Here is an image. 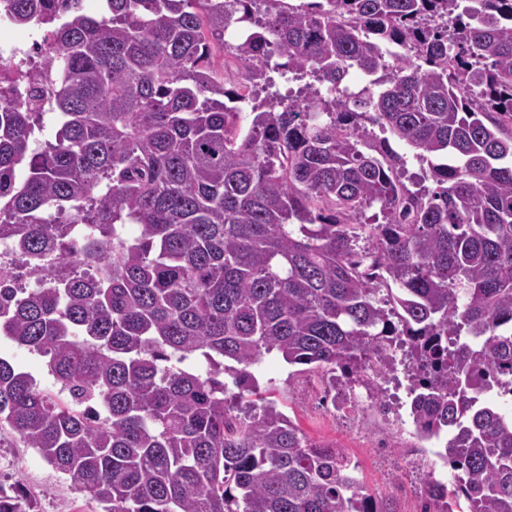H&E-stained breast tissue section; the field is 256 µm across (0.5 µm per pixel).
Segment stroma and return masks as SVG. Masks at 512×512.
<instances>
[{
  "instance_id": "stroma-1",
  "label": "stroma",
  "mask_w": 512,
  "mask_h": 512,
  "mask_svg": "<svg viewBox=\"0 0 512 512\" xmlns=\"http://www.w3.org/2000/svg\"><path fill=\"white\" fill-rule=\"evenodd\" d=\"M260 384H273L280 409L313 441L346 449L360 468L368 494L393 499L399 512H419L420 491L427 477L447 481L451 469L433 444L415 434L404 390L392 379L381 382L383 399L395 413L381 417L365 404L342 413L324 400L327 373L299 369L276 356L265 357L257 371ZM21 482L38 512H100L98 503L74 491L64 477L30 448H0V483Z\"/></svg>"
}]
</instances>
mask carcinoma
Returning <instances> with one entry per match:
<instances>
[{
  "instance_id": "obj_1",
  "label": "carcinoma",
  "mask_w": 512,
  "mask_h": 512,
  "mask_svg": "<svg viewBox=\"0 0 512 512\" xmlns=\"http://www.w3.org/2000/svg\"><path fill=\"white\" fill-rule=\"evenodd\" d=\"M8 16L52 28L63 122L33 149L41 113L0 95V335L66 397L0 357V448L35 450L101 512H398L346 449L251 396L271 354L332 390L402 365L416 435L453 470L420 512H512V415L489 397L512 384V0H105L100 16L10 0ZM218 52L239 63L229 88ZM284 72L311 81L270 91ZM76 223L94 235L72 263ZM0 512L34 500L17 481ZM1 350L8 353V355L2 354L1 356H7L15 365L29 372L40 388L53 392L58 391L59 385L55 382L54 377L48 373L45 358L29 351L27 348L17 347L3 340L0 341Z\"/></svg>"
}]
</instances>
